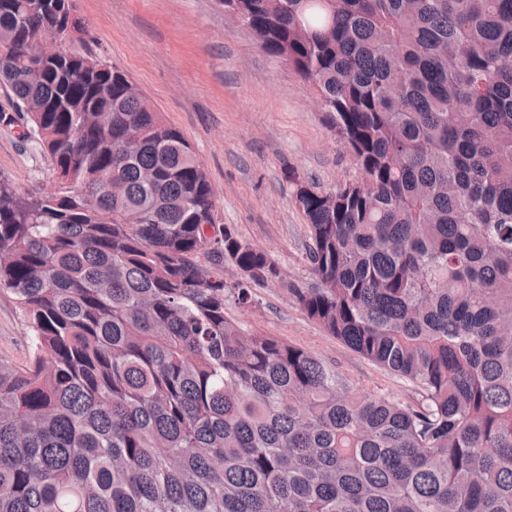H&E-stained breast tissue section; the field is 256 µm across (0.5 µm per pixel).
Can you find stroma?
<instances>
[{
	"mask_svg": "<svg viewBox=\"0 0 512 512\" xmlns=\"http://www.w3.org/2000/svg\"><path fill=\"white\" fill-rule=\"evenodd\" d=\"M86 34L68 51L92 55L127 73L165 120L193 146L218 191L215 222L264 249L279 280L255 287L253 303L227 305L248 329L320 359L348 388L406 405L420 396L399 377L346 347L309 319L292 294L313 282L308 235L289 171L328 191L361 172L313 107V97L281 59L218 0H73ZM0 85V177L22 193L50 187L53 167L38 140L13 122ZM0 359L30 361L29 329L0 291Z\"/></svg>",
	"mask_w": 512,
	"mask_h": 512,
	"instance_id": "1",
	"label": "stroma"
}]
</instances>
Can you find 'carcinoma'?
<instances>
[{"label":"carcinoma","instance_id":"1","mask_svg":"<svg viewBox=\"0 0 512 512\" xmlns=\"http://www.w3.org/2000/svg\"><path fill=\"white\" fill-rule=\"evenodd\" d=\"M221 2L362 174L324 197L291 173L298 305L421 401L229 317L280 272L216 226L191 144L120 68L38 56L83 30L72 0H0V84L55 174L0 179L31 345L0 360V512H512V0Z\"/></svg>","mask_w":512,"mask_h":512}]
</instances>
